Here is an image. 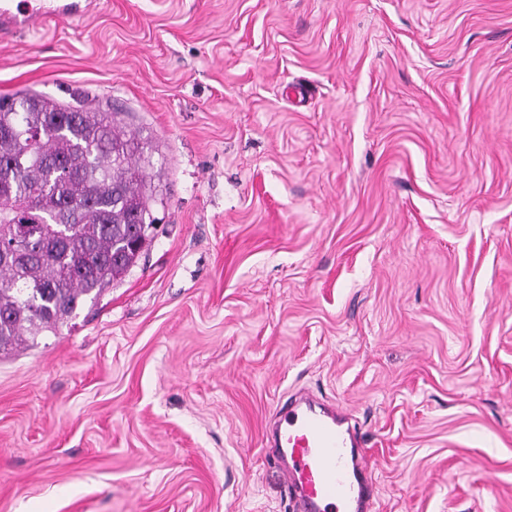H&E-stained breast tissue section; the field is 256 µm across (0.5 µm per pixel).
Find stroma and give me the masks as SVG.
Masks as SVG:
<instances>
[{
    "mask_svg": "<svg viewBox=\"0 0 512 512\" xmlns=\"http://www.w3.org/2000/svg\"><path fill=\"white\" fill-rule=\"evenodd\" d=\"M25 90L151 142L156 229L0 353V512H294L305 395L376 512H512V0H109L0 37Z\"/></svg>",
    "mask_w": 512,
    "mask_h": 512,
    "instance_id": "1",
    "label": "stroma"
}]
</instances>
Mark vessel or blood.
Masks as SVG:
<instances>
[{
  "mask_svg": "<svg viewBox=\"0 0 512 512\" xmlns=\"http://www.w3.org/2000/svg\"><path fill=\"white\" fill-rule=\"evenodd\" d=\"M102 0H0V32H24L79 19ZM277 461L299 512H372L373 471L359 435L338 409L310 399L280 409Z\"/></svg>",
  "mask_w": 512,
  "mask_h": 512,
  "instance_id": "1",
  "label": "vessel or blood"
}]
</instances>
